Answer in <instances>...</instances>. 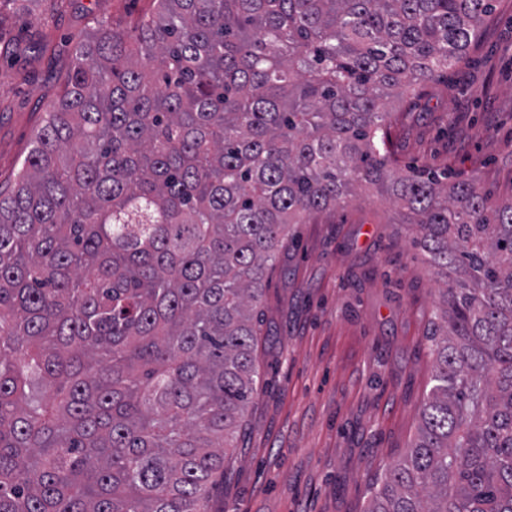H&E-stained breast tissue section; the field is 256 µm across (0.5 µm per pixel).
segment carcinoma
Masks as SVG:
<instances>
[{
	"mask_svg": "<svg viewBox=\"0 0 512 512\" xmlns=\"http://www.w3.org/2000/svg\"><path fill=\"white\" fill-rule=\"evenodd\" d=\"M77 44L0 190V512H209L291 226L389 196L444 280L417 433L366 512H512V201L392 166L390 96L492 0H153Z\"/></svg>",
	"mask_w": 512,
	"mask_h": 512,
	"instance_id": "cac0c4a2",
	"label": "carcinoma"
}]
</instances>
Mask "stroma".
<instances>
[{
    "label": "stroma",
    "instance_id": "stroma-1",
    "mask_svg": "<svg viewBox=\"0 0 512 512\" xmlns=\"http://www.w3.org/2000/svg\"><path fill=\"white\" fill-rule=\"evenodd\" d=\"M152 10L151 0H0V186L13 184L79 39ZM387 107L397 166L512 200V0H494L464 61ZM416 235L395 203L364 190L294 225L259 306L261 380L212 512H365L430 388L426 336L443 282Z\"/></svg>",
    "mask_w": 512,
    "mask_h": 512
}]
</instances>
